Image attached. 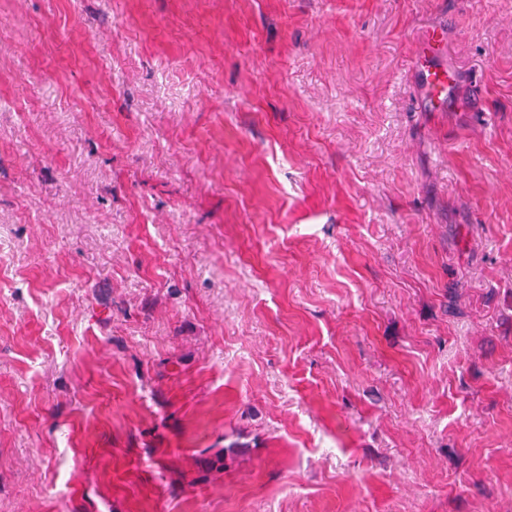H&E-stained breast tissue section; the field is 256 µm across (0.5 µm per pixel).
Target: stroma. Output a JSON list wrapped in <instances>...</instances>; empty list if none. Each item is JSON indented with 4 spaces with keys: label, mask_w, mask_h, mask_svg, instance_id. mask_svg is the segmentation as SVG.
Instances as JSON below:
<instances>
[{
    "label": "stroma",
    "mask_w": 512,
    "mask_h": 512,
    "mask_svg": "<svg viewBox=\"0 0 512 512\" xmlns=\"http://www.w3.org/2000/svg\"><path fill=\"white\" fill-rule=\"evenodd\" d=\"M0 512H512V0H0ZM417 67L424 86L427 104L435 112L445 111L453 89L451 82L454 81L448 68L435 64L426 55L417 62Z\"/></svg>",
    "instance_id": "35a3bbf8"
}]
</instances>
